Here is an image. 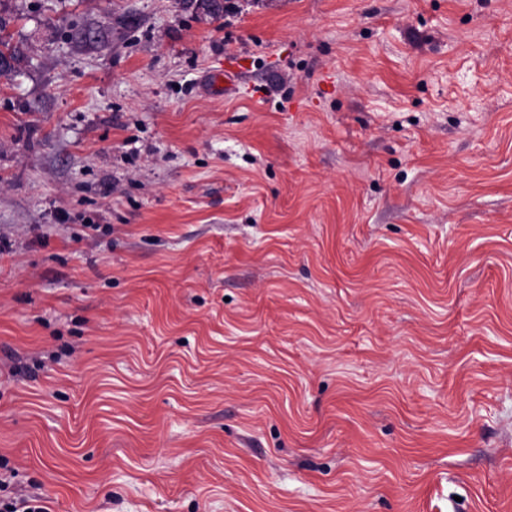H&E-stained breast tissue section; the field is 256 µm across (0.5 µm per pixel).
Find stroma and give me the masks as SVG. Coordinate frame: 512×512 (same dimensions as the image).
<instances>
[{"instance_id":"obj_1","label":"stroma","mask_w":512,"mask_h":512,"mask_svg":"<svg viewBox=\"0 0 512 512\" xmlns=\"http://www.w3.org/2000/svg\"><path fill=\"white\" fill-rule=\"evenodd\" d=\"M0 15L8 496L512 512V0Z\"/></svg>"}]
</instances>
